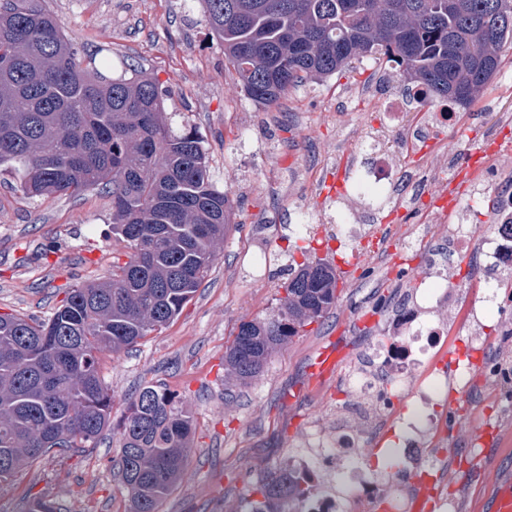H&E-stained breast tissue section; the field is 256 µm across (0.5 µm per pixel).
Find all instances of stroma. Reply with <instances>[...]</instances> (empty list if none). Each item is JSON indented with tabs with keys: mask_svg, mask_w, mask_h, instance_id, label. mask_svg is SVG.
Segmentation results:
<instances>
[{
	"mask_svg": "<svg viewBox=\"0 0 512 512\" xmlns=\"http://www.w3.org/2000/svg\"><path fill=\"white\" fill-rule=\"evenodd\" d=\"M81 60L103 56L113 76L133 69L153 77L164 94L174 130L194 131L207 150L215 186L233 205L224 250L182 313L165 329L134 347L103 355L101 374L112 394L113 424L97 447L54 450L12 481L0 484V512H25L42 497L59 512H125L112 475L119 452L118 424L129 398L146 385H165L191 416L194 434L189 464L160 512H247L246 492L266 473L285 469L306 452L314 431L334 433L338 423L366 427L374 405L356 401L349 380L356 359L372 339L386 336L376 307L417 288L432 265L427 258L392 262L398 229L416 230L415 213L430 206L422 181L411 199L331 197L342 169L373 166V135L404 130L390 101L407 111V84L390 67L365 58L353 72L291 88L275 105L251 100L211 32L202 0H45ZM449 122L435 149L423 157L397 156L398 168L444 171L461 150H475L499 131L497 112L512 113V48L498 73L466 109ZM479 188L461 184L467 224L493 221L499 187L512 186V155L484 160ZM353 209L361 230L377 228L385 240L375 247L361 237L354 248L336 239L332 211ZM318 232L296 234L301 217ZM332 239L327 260L357 254L348 276L338 279L336 306L321 322L306 326L272 355L264 373L237 388L224 373V352L239 322L268 313L277 286L292 262L316 256L322 236ZM125 250L112 237V198L99 191L31 199L18 181L0 175V313L48 318L68 288L111 276ZM498 311L469 316L446 307L436 316L451 323L448 353L470 369L468 397L440 401L428 443L440 455L438 489L456 512H490L504 484H512V288L500 291ZM323 348L335 349L330 375L313 379L309 366ZM350 403L346 419L336 409ZM489 426L482 449L473 434ZM499 462L495 478L481 471V452Z\"/></svg>",
	"mask_w": 512,
	"mask_h": 512,
	"instance_id": "stroma-1",
	"label": "stroma"
}]
</instances>
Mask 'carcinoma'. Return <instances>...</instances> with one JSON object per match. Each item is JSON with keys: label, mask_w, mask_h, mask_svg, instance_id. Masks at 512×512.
<instances>
[{"label": "carcinoma", "mask_w": 512, "mask_h": 512, "mask_svg": "<svg viewBox=\"0 0 512 512\" xmlns=\"http://www.w3.org/2000/svg\"><path fill=\"white\" fill-rule=\"evenodd\" d=\"M207 24L251 99L386 61L417 99L469 105L512 41V0H204ZM41 0H0V168L31 198L102 190L128 261L79 284L52 316L0 314V483L58 448H95L111 423L100 355L166 328L208 277L232 204L210 179L201 140L166 122L146 73L114 78L82 67ZM336 271L305 258L280 285L276 311L242 321L225 364L239 386L272 353L336 306ZM192 420L162 385L138 389L119 424L112 471L128 512H159L190 457ZM309 493L286 471L248 490L261 512H288Z\"/></svg>", "instance_id": "carcinoma-1"}]
</instances>
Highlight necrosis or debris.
Instances as JSON below:
<instances>
[{"instance_id":"necrosis-or-debris-1","label":"necrosis or debris","mask_w":512,"mask_h":512,"mask_svg":"<svg viewBox=\"0 0 512 512\" xmlns=\"http://www.w3.org/2000/svg\"><path fill=\"white\" fill-rule=\"evenodd\" d=\"M397 149L393 141L379 138V161L367 171L354 174L351 194L383 197L394 183L387 159ZM448 249L454 254L478 252L482 258V274L476 280L480 301L490 308L498 306L503 277L512 272V195H503L498 219L488 230L458 225L448 239ZM461 295V283L450 280L447 269H440L427 287L412 291L403 304L388 311L389 335L368 345L351 377L352 386L372 401L390 398L395 387L406 390L414 399L419 411L404 425L405 438L399 453L416 471L431 463L425 409L447 394L449 385L461 391L470 386L467 367L459 365L447 371L432 362L436 349L445 346L451 328L431 316L430 311L453 305ZM360 441V434L344 425L338 426L333 436L310 437V454L297 458L291 467L311 486L302 502V512H344L341 494L326 481L327 475L336 471L342 473L345 485L355 491L368 512H411V502L402 489H383L374 473L359 463Z\"/></svg>"}]
</instances>
